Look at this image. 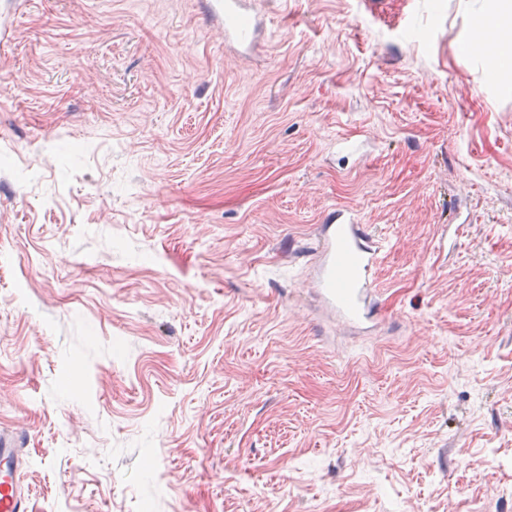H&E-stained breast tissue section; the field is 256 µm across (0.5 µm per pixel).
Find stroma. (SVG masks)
Here are the masks:
<instances>
[{"label":"stroma","mask_w":512,"mask_h":512,"mask_svg":"<svg viewBox=\"0 0 512 512\" xmlns=\"http://www.w3.org/2000/svg\"><path fill=\"white\" fill-rule=\"evenodd\" d=\"M497 0H0V428L30 512H512ZM359 143L337 155V139ZM347 210L374 327L309 286ZM212 16L224 23V51L250 59L265 41L266 24L255 0H208ZM244 21V24H240Z\"/></svg>","instance_id":"obj_1"}]
</instances>
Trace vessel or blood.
Listing matches in <instances>:
<instances>
[{"label": "vessel or blood", "mask_w": 512, "mask_h": 512, "mask_svg": "<svg viewBox=\"0 0 512 512\" xmlns=\"http://www.w3.org/2000/svg\"><path fill=\"white\" fill-rule=\"evenodd\" d=\"M208 10L224 25L225 51L252 58L266 37L255 0H208ZM317 239L313 285L322 306L345 327L366 324L372 314L380 242L354 219L328 220L319 227ZM24 439L19 431L0 433V512H29L21 482Z\"/></svg>", "instance_id": "b4317fda"}]
</instances>
